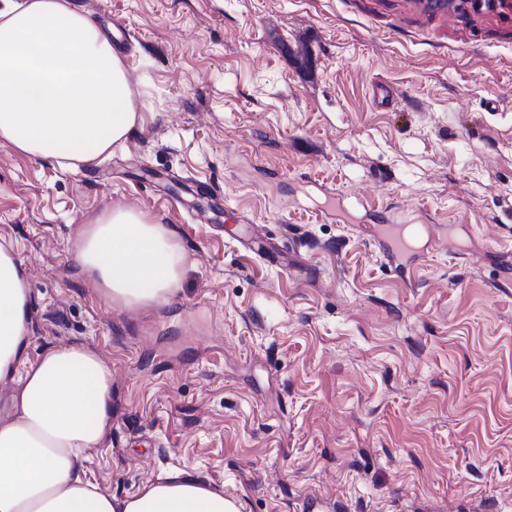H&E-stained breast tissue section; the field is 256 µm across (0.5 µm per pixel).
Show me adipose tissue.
<instances>
[{
    "label": "adipose tissue",
    "mask_w": 512,
    "mask_h": 512,
    "mask_svg": "<svg viewBox=\"0 0 512 512\" xmlns=\"http://www.w3.org/2000/svg\"><path fill=\"white\" fill-rule=\"evenodd\" d=\"M141 104L124 59L74 0H0V140L21 155L92 163L123 143ZM83 274L109 304L167 302L187 258L175 234L147 212L113 208L76 245ZM27 269L0 243V381L12 384L0 417V512H236L188 472L131 495L102 493L88 451L112 424V368L82 343L29 360Z\"/></svg>",
    "instance_id": "adipose-tissue-1"
}]
</instances>
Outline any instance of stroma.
Wrapping results in <instances>:
<instances>
[{"instance_id": "obj_1", "label": "stroma", "mask_w": 512, "mask_h": 512, "mask_svg": "<svg viewBox=\"0 0 512 512\" xmlns=\"http://www.w3.org/2000/svg\"><path fill=\"white\" fill-rule=\"evenodd\" d=\"M75 3L140 120L72 169L0 142V236L27 265L30 357L84 343L112 366L99 489L187 471L243 512H512V11ZM115 207L175 233L168 302L114 306L80 274L76 239ZM384 211L448 228L416 283L368 236Z\"/></svg>"}]
</instances>
